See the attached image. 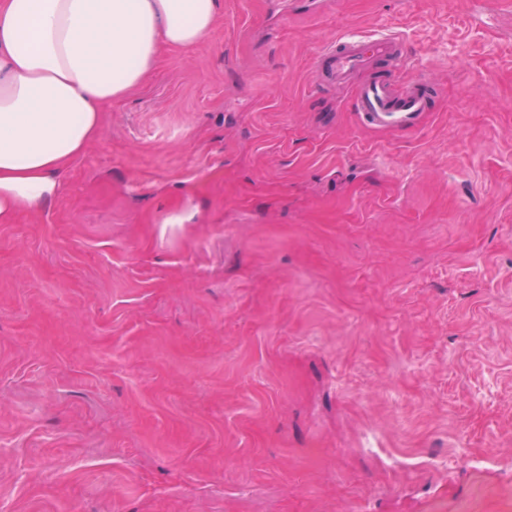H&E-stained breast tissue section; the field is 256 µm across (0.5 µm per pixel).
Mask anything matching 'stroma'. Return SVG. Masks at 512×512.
<instances>
[{
  "mask_svg": "<svg viewBox=\"0 0 512 512\" xmlns=\"http://www.w3.org/2000/svg\"><path fill=\"white\" fill-rule=\"evenodd\" d=\"M434 88L376 127L342 34ZM0 512H512V0H221L0 224ZM399 46L398 37L392 34L369 37L340 35L330 41L317 60L327 65L331 82L349 85L350 75L381 58L392 57Z\"/></svg>",
  "mask_w": 512,
  "mask_h": 512,
  "instance_id": "stroma-1",
  "label": "stroma"
}]
</instances>
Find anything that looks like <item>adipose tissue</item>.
<instances>
[{
    "label": "adipose tissue",
    "mask_w": 512,
    "mask_h": 512,
    "mask_svg": "<svg viewBox=\"0 0 512 512\" xmlns=\"http://www.w3.org/2000/svg\"><path fill=\"white\" fill-rule=\"evenodd\" d=\"M218 13L219 0H0V223L54 198L104 107Z\"/></svg>",
    "instance_id": "obj_1"
}]
</instances>
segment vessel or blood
Masks as SVG:
<instances>
[{"label": "vessel or blood", "mask_w": 512, "mask_h": 512, "mask_svg": "<svg viewBox=\"0 0 512 512\" xmlns=\"http://www.w3.org/2000/svg\"><path fill=\"white\" fill-rule=\"evenodd\" d=\"M398 45L397 36L392 34L340 35L323 48L318 60L327 66L333 83L345 85L355 70L392 57ZM353 96L356 111L375 126L411 127L431 104L426 81L419 77L407 80L398 72L355 86Z\"/></svg>", "instance_id": "obj_1"}]
</instances>
